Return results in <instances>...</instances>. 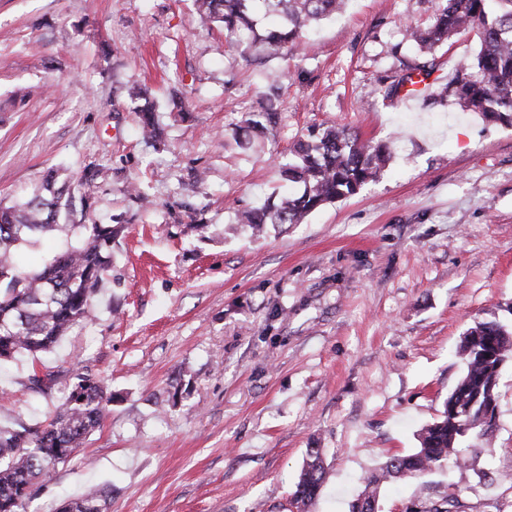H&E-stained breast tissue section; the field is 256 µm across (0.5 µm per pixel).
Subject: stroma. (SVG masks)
I'll return each mask as SVG.
<instances>
[{"label":"stroma","instance_id":"obj_1","mask_svg":"<svg viewBox=\"0 0 512 512\" xmlns=\"http://www.w3.org/2000/svg\"><path fill=\"white\" fill-rule=\"evenodd\" d=\"M438 4L350 0L270 56L202 24L194 0H0V201L59 168L92 195L87 222L125 224L92 321L0 364L4 426L42 424L79 372L112 394L19 512L92 485L108 512H296L310 448L329 472L311 512H348L363 477L418 447L466 329L512 314V127L378 90L420 62L405 26ZM479 46L453 36L438 75ZM144 87L155 146L132 110ZM269 103L275 128L246 134ZM334 125L389 145L379 179L259 237L237 223L287 191L276 157ZM498 393L492 444L425 478L454 512H512V364Z\"/></svg>","mask_w":512,"mask_h":512}]
</instances>
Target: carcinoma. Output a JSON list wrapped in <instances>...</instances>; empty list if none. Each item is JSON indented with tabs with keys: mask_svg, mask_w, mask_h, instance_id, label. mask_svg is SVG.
Returning <instances> with one entry per match:
<instances>
[{
	"mask_svg": "<svg viewBox=\"0 0 512 512\" xmlns=\"http://www.w3.org/2000/svg\"><path fill=\"white\" fill-rule=\"evenodd\" d=\"M196 2L201 18L222 25L226 35L260 42L278 55L296 46L311 25L344 11L348 0H262L275 17V25L263 33L250 13L256 0ZM474 28L480 34L475 58L460 63L448 82L429 89L425 97L442 101L451 96L489 121L512 126V0H441L433 23L412 30L411 38L421 53L432 55L452 36ZM434 70L429 60L415 65L396 77L384 96H400L426 82ZM131 97L140 101L135 112L145 139H161L154 103L141 90ZM388 156L385 144L362 141L346 129H326L314 140L299 142L292 161L280 166L281 176L302 184L303 190L288 193L277 204L244 210L239 222L257 233L268 224H299L312 210L352 196L376 180ZM57 181L58 173L51 169L30 187L25 201L0 204V362L21 352H48L73 326L90 320L96 289L112 266V245L123 225L85 223L92 197L82 198L78 211ZM63 210L72 216L71 223L59 222ZM51 235L65 242L40 268L25 270L15 264V249L37 246ZM457 355L462 374L439 418L421 430L418 448L388 456L364 478L351 512H374L384 482L420 481L466 461L470 449L492 443L495 425L486 421L483 407L498 404L499 378L512 362V322L475 323L463 334ZM111 402L101 380L78 373L47 423L36 428L1 427L0 512H18L33 487L102 426ZM326 480L322 449H307L292 497L297 512H308ZM109 496L104 488H91L63 501L55 512H107Z\"/></svg>",
	"mask_w": 512,
	"mask_h": 512,
	"instance_id": "1",
	"label": "carcinoma"
}]
</instances>
